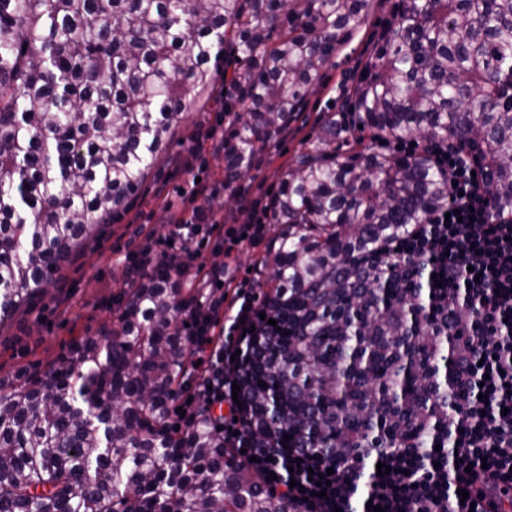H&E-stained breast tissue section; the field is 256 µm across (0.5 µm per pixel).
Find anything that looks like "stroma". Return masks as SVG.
<instances>
[{"instance_id": "35a3bbf8", "label": "stroma", "mask_w": 512, "mask_h": 512, "mask_svg": "<svg viewBox=\"0 0 512 512\" xmlns=\"http://www.w3.org/2000/svg\"><path fill=\"white\" fill-rule=\"evenodd\" d=\"M395 0H372L366 19L353 40L340 52L325 79L311 94L304 117L293 121L281 142L258 156L243 179V195H218L213 205L228 224L246 223L253 206L266 203L269 191L278 187L294 156L316 136L314 119L330 103L344 105V91L355 69L371 53ZM224 81L216 79L206 94L191 93L192 106L176 132V141L162 153L146 181L145 189L119 219L104 226L99 238L90 242L68 265L62 278L46 289L30 310L19 312L0 327V381H14L24 370H47L74 341L96 334L111 324L115 297L125 286V254L142 246L158 245L167 236L180 213L181 195L189 191L193 177L218 185L224 180V156L215 152L208 139L210 129L227 131L221 105ZM193 171H186V163ZM259 251L241 243L232 253L209 241L202 251L206 265L224 266V293L242 294L259 301L261 290L252 271Z\"/></svg>"}]
</instances>
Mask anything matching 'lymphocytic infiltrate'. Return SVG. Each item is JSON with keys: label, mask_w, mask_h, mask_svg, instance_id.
Returning <instances> with one entry per match:
<instances>
[{"label": "lymphocytic infiltrate", "mask_w": 512, "mask_h": 512, "mask_svg": "<svg viewBox=\"0 0 512 512\" xmlns=\"http://www.w3.org/2000/svg\"><path fill=\"white\" fill-rule=\"evenodd\" d=\"M423 150L446 176L448 205L389 243L386 256L398 265L423 261L428 278L414 299L425 309L441 310L453 300L463 311L448 325L457 341L448 426L411 448H340L332 457L297 445L253 447L240 424L225 431L226 447L241 451L251 472L268 480L294 512H370L373 504L383 512H507L512 507V217L492 218L474 154L445 140ZM217 193L209 183L193 184L187 215L169 233L178 253H139L127 265L128 275L163 264L170 280H180L211 237L223 240L229 251L241 237L261 244L264 225L225 226L212 205ZM454 211L459 219L446 220ZM224 301L212 292L181 309L193 338L191 354L200 362L195 396L215 427L225 416L242 414L232 398L230 358L249 351L248 333L260 322L258 309L242 301L232 311L227 339L215 345L214 316ZM381 464L388 473L378 474ZM324 475L331 484L321 497L315 490Z\"/></svg>", "instance_id": "lymphocytic-infiltrate-1"}]
</instances>
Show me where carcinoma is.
<instances>
[{
    "label": "carcinoma",
    "instance_id": "obj_1",
    "mask_svg": "<svg viewBox=\"0 0 512 512\" xmlns=\"http://www.w3.org/2000/svg\"><path fill=\"white\" fill-rule=\"evenodd\" d=\"M367 0H0V323L124 213L185 118L187 91L224 80L237 123L224 186L305 108ZM348 111L265 205L256 259L277 326L240 376L256 448L321 455L402 448L448 391L443 350L411 301L423 267L382 253L448 205L425 153L479 150L495 218L512 214V0H396ZM143 274L112 324L43 372L0 384V512H288L199 416L169 422L191 354L179 299Z\"/></svg>",
    "mask_w": 512,
    "mask_h": 512
}]
</instances>
